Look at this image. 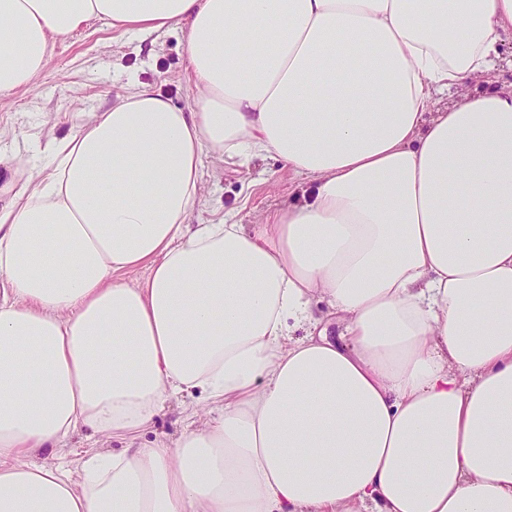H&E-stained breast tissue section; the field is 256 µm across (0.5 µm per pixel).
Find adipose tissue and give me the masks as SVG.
<instances>
[{
    "label": "adipose tissue",
    "instance_id": "obj_1",
    "mask_svg": "<svg viewBox=\"0 0 512 512\" xmlns=\"http://www.w3.org/2000/svg\"><path fill=\"white\" fill-rule=\"evenodd\" d=\"M95 17L182 25L190 103L135 80L48 174L0 153V512H512V87L429 109L512 0H0V96ZM207 154L314 192L190 223ZM316 293L337 340L290 335ZM85 431L121 447L35 462ZM194 409L197 413L196 425H199L208 409V402L202 397L199 398L198 394L193 399H186L185 404L181 400L168 402L162 412L155 417L145 439L152 440L155 436H163L169 440L177 439L190 422L189 417Z\"/></svg>",
    "mask_w": 512,
    "mask_h": 512
}]
</instances>
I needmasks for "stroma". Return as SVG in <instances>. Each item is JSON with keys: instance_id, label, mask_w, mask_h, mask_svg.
I'll return each instance as SVG.
<instances>
[{"instance_id": "stroma-1", "label": "stroma", "mask_w": 512, "mask_h": 512, "mask_svg": "<svg viewBox=\"0 0 512 512\" xmlns=\"http://www.w3.org/2000/svg\"><path fill=\"white\" fill-rule=\"evenodd\" d=\"M183 35L172 26L146 36H120L108 19L82 24L57 42L47 67L32 88L0 97V150L16 154L45 169L46 146L85 124L91 113L108 108L131 80L153 84L177 107L186 106ZM311 181L293 176L274 156L227 165L207 156L202 166V201L193 215L197 224H215L233 216L241 224H256L268 213L301 204ZM206 400L166 404L155 417L148 438L174 440L190 415H205Z\"/></svg>"}]
</instances>
